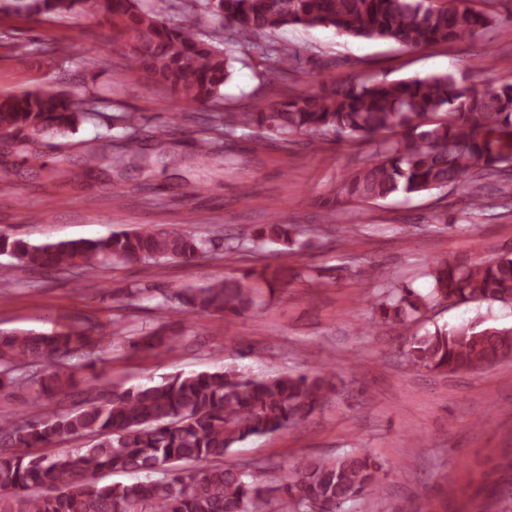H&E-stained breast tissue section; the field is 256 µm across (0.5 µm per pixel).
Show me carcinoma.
Masks as SVG:
<instances>
[{"label":"carcinoma","instance_id":"obj_1","mask_svg":"<svg viewBox=\"0 0 512 512\" xmlns=\"http://www.w3.org/2000/svg\"><path fill=\"white\" fill-rule=\"evenodd\" d=\"M481 2L486 8L455 0H204L201 16L183 25L167 22L139 0H23L18 7L100 18L112 27V40L132 71L171 91L177 103L219 106L234 58L199 31L204 20L224 25L258 49L264 80L271 84L300 70V52L259 43L258 36L290 26L328 28L339 36L388 40L419 51L488 33L497 22L491 9L497 0ZM92 106L90 99L50 86L0 96V144L7 150L66 136ZM199 119L224 127L222 142L199 130L195 142L203 164L240 129L256 144L275 141L286 154L299 135L374 143L370 161L353 169L336 190L350 205L466 185L468 214L478 215L493 203L476 182L499 179L512 162V83L488 89L448 73L394 81L319 74L313 85L295 88L286 99H264L249 112H205ZM119 120L124 146L112 157L114 165L142 154L150 141L139 116L126 112ZM299 235L297 225L276 218L253 232L255 240L278 242L289 251ZM213 246V240L190 236L177 225L42 244L0 236V253L19 265L86 273L112 264L188 260ZM430 277L428 296L406 287L387 290L367 329L401 323L433 302L512 305V250L471 264L435 262ZM249 279L246 274L182 288L169 301L179 315H239L253 307L259 293ZM101 341L95 326L49 334L1 331L0 391L27 378L39 383L40 394L66 396L76 386L74 373L54 360ZM161 343V332L154 329L132 337L129 347L150 351ZM404 354L412 365L439 373L481 370L512 359V327L486 325L477 315L411 336ZM337 393L329 373L262 378L228 367L126 389L93 374L72 410L37 418L22 410L0 414V512H271L275 496L281 512H345L349 502L386 494L381 465L365 452L306 456L270 486L250 471L224 464L237 444L306 422ZM84 438L92 444L41 453L63 440ZM137 473L146 479L110 480Z\"/></svg>","mask_w":512,"mask_h":512}]
</instances>
